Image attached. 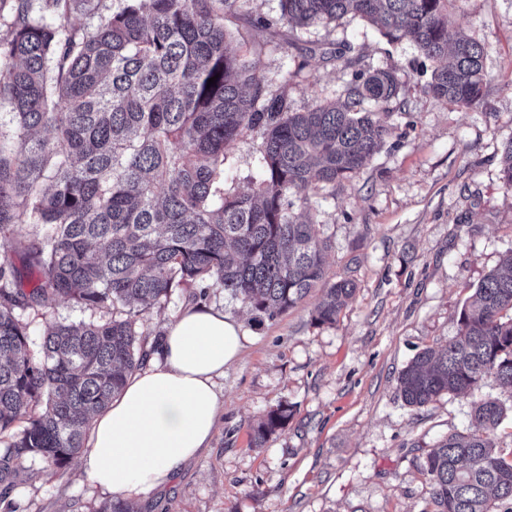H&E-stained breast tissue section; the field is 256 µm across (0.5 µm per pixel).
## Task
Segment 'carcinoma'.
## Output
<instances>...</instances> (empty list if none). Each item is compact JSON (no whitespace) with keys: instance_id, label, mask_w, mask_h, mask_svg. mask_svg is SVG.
<instances>
[{"instance_id":"carcinoma-1","label":"carcinoma","mask_w":512,"mask_h":512,"mask_svg":"<svg viewBox=\"0 0 512 512\" xmlns=\"http://www.w3.org/2000/svg\"><path fill=\"white\" fill-rule=\"evenodd\" d=\"M0 0V100L14 133H0V237L18 261L0 262V483L24 460L65 469L85 448L93 416L143 365L140 316L178 288H222L254 319L273 320L316 287L315 325H332L356 290L329 283V244L306 218L310 189L353 177L392 133L396 75L357 71L343 100L295 112L229 47L224 17L240 0ZM449 0H281L277 23L301 29L347 14L406 39L436 63L428 91L452 103L480 101L484 48L448 45ZM97 23L73 27L74 14ZM216 84L207 86L208 79ZM259 140L248 194L225 191L227 151ZM512 189V139L502 151ZM61 298L98 321L47 324L40 356L18 311ZM491 377L512 391V254L457 313V334L399 373L403 403L472 395ZM293 415L270 410L254 430L264 443ZM505 418L495 399L473 403L469 428L441 440L421 470L433 512H493L512 503V449L492 435Z\"/></svg>"}]
</instances>
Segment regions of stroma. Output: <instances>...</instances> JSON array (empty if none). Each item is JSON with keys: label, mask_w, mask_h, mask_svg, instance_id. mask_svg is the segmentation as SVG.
I'll list each match as a JSON object with an SVG mask.
<instances>
[{"label": "stroma", "mask_w": 512, "mask_h": 512, "mask_svg": "<svg viewBox=\"0 0 512 512\" xmlns=\"http://www.w3.org/2000/svg\"><path fill=\"white\" fill-rule=\"evenodd\" d=\"M280 0H245L224 25L272 86L287 85L294 111L334 101L352 78L325 49L349 52L357 69L395 71L394 132L351 180L310 191L308 216L331 244L325 279L355 281L335 324L316 326L315 289L297 307L257 324L241 302L209 289L203 304L241 320L248 341L216 381L220 410L210 446L165 490L141 494L138 512H431L421 464L438 441L468 428L469 398L444 394L405 406L400 371L423 349L457 333L456 314L477 284L512 253V191L502 185V149L512 139V0H453L449 36L486 50L480 103L432 96L434 66L408 40L392 41L346 15L301 30L261 27ZM293 73L284 82L285 73ZM257 143L228 151L224 188L252 187ZM30 348L47 323L91 320L61 299L27 310ZM294 415L263 446L253 430L278 404ZM78 464L59 473L23 462L0 512H98L113 500Z\"/></svg>", "instance_id": "stroma-1"}]
</instances>
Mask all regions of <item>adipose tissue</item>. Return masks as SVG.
<instances>
[{
	"label": "adipose tissue",
	"mask_w": 512,
	"mask_h": 512,
	"mask_svg": "<svg viewBox=\"0 0 512 512\" xmlns=\"http://www.w3.org/2000/svg\"><path fill=\"white\" fill-rule=\"evenodd\" d=\"M243 338L229 316L203 306L183 309L149 366L94 416L85 473L129 498L169 482L208 447L217 423L216 380L241 354Z\"/></svg>",
	"instance_id": "obj_1"
}]
</instances>
